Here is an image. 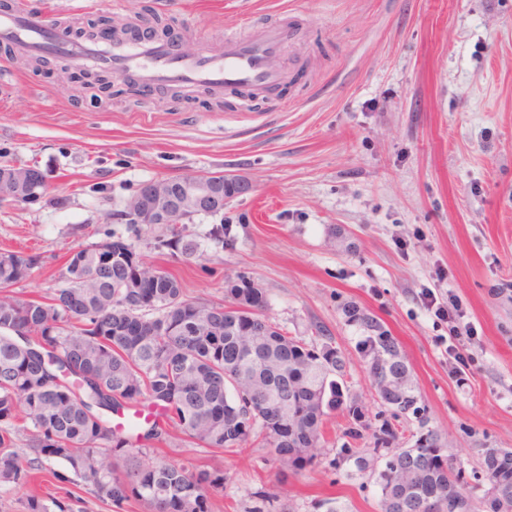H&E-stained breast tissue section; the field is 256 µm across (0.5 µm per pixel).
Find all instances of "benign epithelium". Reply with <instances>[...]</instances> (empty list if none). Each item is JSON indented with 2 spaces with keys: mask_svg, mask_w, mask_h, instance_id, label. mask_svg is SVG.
I'll return each mask as SVG.
<instances>
[{
  "mask_svg": "<svg viewBox=\"0 0 512 512\" xmlns=\"http://www.w3.org/2000/svg\"><path fill=\"white\" fill-rule=\"evenodd\" d=\"M120 28L132 40L140 36L129 26ZM120 28L106 22L93 30V36L110 40ZM48 185L47 172L36 166L0 167V202L36 203L44 197ZM251 191V183L236 175L226 174L222 179L198 175L158 179L136 191L126 202L122 218L127 224H162L169 230L196 216L220 213L225 205Z\"/></svg>",
  "mask_w": 512,
  "mask_h": 512,
  "instance_id": "benign-epithelium-1",
  "label": "benign epithelium"
}]
</instances>
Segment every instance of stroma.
Wrapping results in <instances>:
<instances>
[{
    "mask_svg": "<svg viewBox=\"0 0 512 512\" xmlns=\"http://www.w3.org/2000/svg\"><path fill=\"white\" fill-rule=\"evenodd\" d=\"M26 2L67 25L157 16L202 54L264 23L293 31L275 93L254 99L195 87L178 101L119 79L99 93L7 59L16 78L0 85V161L51 174L42 202H0V252L42 259L15 292L47 297L72 252L119 241L191 299L222 301L225 276L253 278L273 322L309 342L322 326L347 363L344 403L301 470L259 437L224 450L176 432L162 460L223 469L211 512H380L371 472L344 450L374 459L390 421L398 448L434 431L481 499L483 450L512 449V0ZM215 174L253 190L182 227L196 256L166 248L163 226L113 218L147 182ZM427 288L457 296L476 330L462 377L435 344L449 327L422 307ZM350 301L400 342L422 418L392 420L379 399L342 312ZM41 494L73 500L74 512H118L81 484L49 479Z\"/></svg>",
    "mask_w": 512,
    "mask_h": 512,
    "instance_id": "35a3bbf8",
    "label": "stroma"
}]
</instances>
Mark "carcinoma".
Returning a JSON list of instances; mask_svg holds the SVG:
<instances>
[{"label":"carcinoma","instance_id":"cac0c4a2","mask_svg":"<svg viewBox=\"0 0 512 512\" xmlns=\"http://www.w3.org/2000/svg\"><path fill=\"white\" fill-rule=\"evenodd\" d=\"M133 256L126 244L89 245L62 265L48 297L0 296V487L28 483L43 460L58 458L65 471H51L57 482L80 480L117 508L135 499L148 512H209L208 491L224 485L222 470L152 461L146 445L167 435L158 422L127 434L112 427V416L145 400L208 448L240 447L256 432L288 467L309 462L327 411L343 400L346 361L331 334L316 327L318 346L287 335L251 307L265 289L241 288L232 279L222 303L187 298L164 271L157 288H129ZM40 267L37 255L1 254L0 288ZM227 304L233 309L224 310ZM343 314L363 334L378 395L405 377L393 415L419 416L396 337L356 303ZM248 414L252 424L244 428L238 417ZM482 470L486 512L512 507V450L484 449ZM373 477L380 512H450V485L458 512H479L431 432L383 455Z\"/></svg>","mask_w":512,"mask_h":512}]
</instances>
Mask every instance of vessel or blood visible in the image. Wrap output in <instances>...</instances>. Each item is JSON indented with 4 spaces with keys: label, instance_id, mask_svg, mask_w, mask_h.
I'll use <instances>...</instances> for the list:
<instances>
[{
    "label": "vessel or blood",
    "instance_id": "vessel-or-blood-1",
    "mask_svg": "<svg viewBox=\"0 0 512 512\" xmlns=\"http://www.w3.org/2000/svg\"><path fill=\"white\" fill-rule=\"evenodd\" d=\"M290 30L279 26L257 29L251 37H224L220 55L181 57L163 41L93 44L76 41L69 30L33 13L24 0L0 14V41L28 52L54 51L77 63L111 68L114 76L136 75L155 87L207 86L226 91L273 92L280 74L277 59Z\"/></svg>",
    "mask_w": 512,
    "mask_h": 512
}]
</instances>
